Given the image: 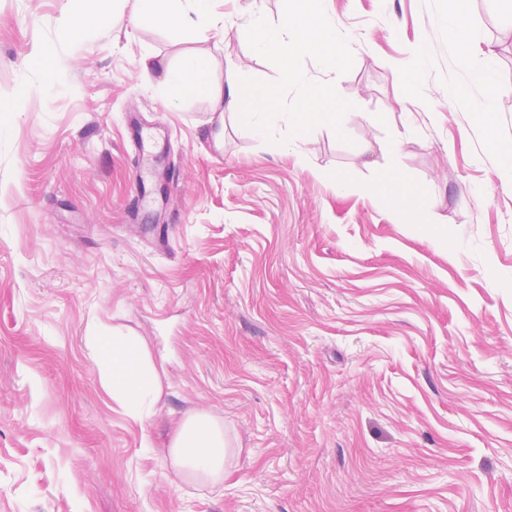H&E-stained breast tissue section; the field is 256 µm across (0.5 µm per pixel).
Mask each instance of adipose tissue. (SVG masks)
<instances>
[{
  "label": "adipose tissue",
  "mask_w": 512,
  "mask_h": 512,
  "mask_svg": "<svg viewBox=\"0 0 512 512\" xmlns=\"http://www.w3.org/2000/svg\"><path fill=\"white\" fill-rule=\"evenodd\" d=\"M213 3L214 0H142L138 20L168 30L181 40H203L208 33H223L226 25L223 14L214 10ZM325 3L326 0H311L316 18L309 27L304 26L302 17L291 14L284 15L274 27L263 25L257 18H247V26L259 34L257 50L274 48L288 58L316 52L325 61L334 62L337 55L345 53L346 46L323 37L331 27ZM211 69L212 60L204 53H188L176 62H154L147 57L141 61L142 76H150L155 70L162 72L169 104L207 98L214 111L234 110L262 138L297 126L301 113L311 106L305 98L308 80L301 73L289 72L288 83L302 95L303 101L286 109L279 105L275 95H254L233 84L224 87L213 83ZM91 345L93 365L113 401L136 418L154 415L164 390L155 359L143 339L116 331L109 336L92 337ZM227 448L223 423L207 411L193 410L174 425L168 453L179 474L217 485L224 480Z\"/></svg>",
  "instance_id": "1"
}]
</instances>
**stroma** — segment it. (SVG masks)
I'll return each mask as SVG.
<instances>
[{
  "label": "stroma",
  "instance_id": "stroma-1",
  "mask_svg": "<svg viewBox=\"0 0 512 512\" xmlns=\"http://www.w3.org/2000/svg\"><path fill=\"white\" fill-rule=\"evenodd\" d=\"M92 6L0 0V512H512V0H329L349 51L295 66L344 129L265 139L139 77L146 51L205 49L218 83L297 106L252 30L178 42L120 0L121 24L69 37ZM251 9L308 6L224 0ZM395 174L447 245L381 190ZM95 325L167 350L152 417L103 389ZM195 409L231 442L219 491L166 451Z\"/></svg>",
  "mask_w": 512,
  "mask_h": 512
}]
</instances>
